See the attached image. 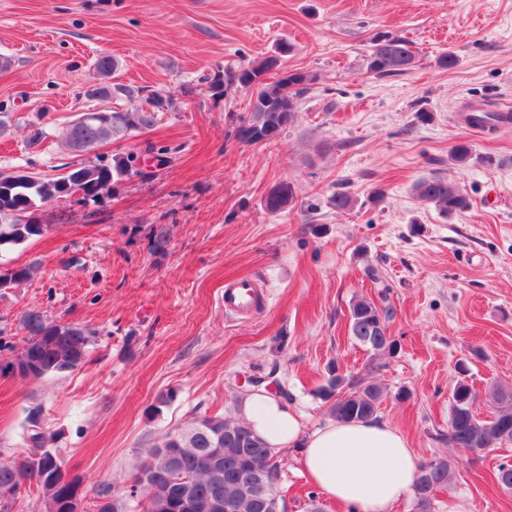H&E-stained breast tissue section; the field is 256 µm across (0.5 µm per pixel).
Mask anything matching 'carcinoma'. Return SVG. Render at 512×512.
Returning a JSON list of instances; mask_svg holds the SVG:
<instances>
[{"label": "carcinoma", "mask_w": 512, "mask_h": 512, "mask_svg": "<svg viewBox=\"0 0 512 512\" xmlns=\"http://www.w3.org/2000/svg\"><path fill=\"white\" fill-rule=\"evenodd\" d=\"M288 51L283 45L279 53L266 56L256 64L239 70L216 73L209 78L210 87L238 84L257 91L255 110L246 122L258 130L260 140L277 137L297 112V104L315 75L301 71H284L271 82L256 84V79L280 64L279 54ZM416 58L411 43L402 37L379 34L371 40L367 70L377 77L401 75L412 68ZM116 62L109 55L98 57L93 64L94 89L90 95L109 99L119 92L128 98L143 97L148 107L135 112L107 109L110 118L96 122L79 115L65 126L60 137L67 149L79 144L90 152L117 136L133 129L155 124L156 113L172 106V99L159 93H146V87H130L110 83ZM512 120L503 112L483 109L469 113L466 121L482 129H495L502 121ZM450 159L463 166L473 159L472 146L459 142L452 146ZM134 157H114L85 164L76 162L71 169L54 178L32 173L23 176L16 171H0V252L10 250L34 237L45 235L49 225L35 216L38 205L58 199H75L78 204L95 201L112 193L114 187L133 173ZM413 195L433 206L448 218L469 208V201L457 183L431 175L418 179ZM293 198L290 185L283 183L277 194L265 201L271 214H279ZM37 267L0 265V290L12 288L34 278ZM395 315L386 294L380 301L359 298L350 305L349 336L355 343L373 353H392L396 340L387 332ZM25 332V346L12 362L22 365L37 361L36 377L62 375L83 367L88 360L93 332L70 323L53 321L42 311L29 309L19 319ZM327 404L329 416L340 422H367L376 418L382 403V387L355 374L339 375L336 367L316 391ZM476 393L464 379L457 381L451 392L448 433L444 438L453 446L466 448L478 455L486 450L512 444V391H493L495 407L491 418L482 419L473 410ZM26 441V459L37 460L38 468L23 469L17 460L0 461V512H10L15 499L26 489L39 493L42 502H50L55 512L80 492L77 476L63 474L54 466L56 449L51 447L55 435L36 422H30ZM454 465L446 458H435L417 466L413 489L412 512H434L436 494L448 488ZM280 463L276 453L254 436L248 424L231 416H200L168 431L162 444L146 449L145 459L136 467L127 493L114 495L105 485L94 495L93 512H130V503L138 512H218L215 504L224 503L223 512H285V498L272 500L271 488L279 483ZM187 496L193 507L185 511L174 502Z\"/></svg>", "instance_id": "carcinoma-1"}]
</instances>
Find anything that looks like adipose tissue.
I'll return each mask as SVG.
<instances>
[{"label":"adipose tissue","instance_id":"1","mask_svg":"<svg viewBox=\"0 0 512 512\" xmlns=\"http://www.w3.org/2000/svg\"><path fill=\"white\" fill-rule=\"evenodd\" d=\"M239 414L273 450L299 449L308 480L350 512H393L413 491L415 461L403 433L388 422L332 421L310 430L263 386L240 399Z\"/></svg>","mask_w":512,"mask_h":512}]
</instances>
